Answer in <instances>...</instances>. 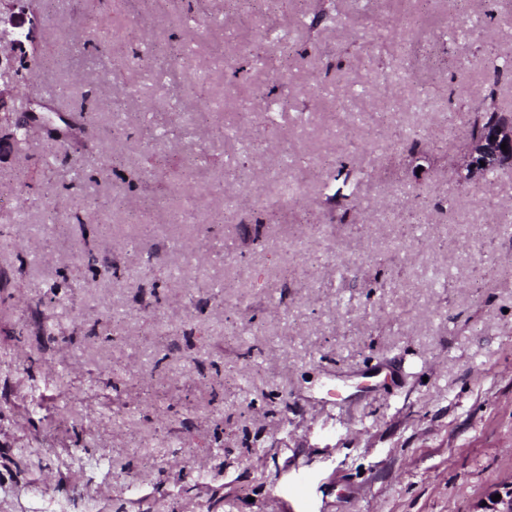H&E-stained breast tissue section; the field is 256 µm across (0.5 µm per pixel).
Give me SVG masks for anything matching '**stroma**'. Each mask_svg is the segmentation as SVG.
Returning <instances> with one entry per match:
<instances>
[{"mask_svg": "<svg viewBox=\"0 0 512 512\" xmlns=\"http://www.w3.org/2000/svg\"><path fill=\"white\" fill-rule=\"evenodd\" d=\"M188 3L12 16L40 65L10 105L88 117L36 179L54 137L0 144V512H489L512 164L456 168L475 108L512 113V0H201L193 36Z\"/></svg>", "mask_w": 512, "mask_h": 512, "instance_id": "1", "label": "stroma"}]
</instances>
